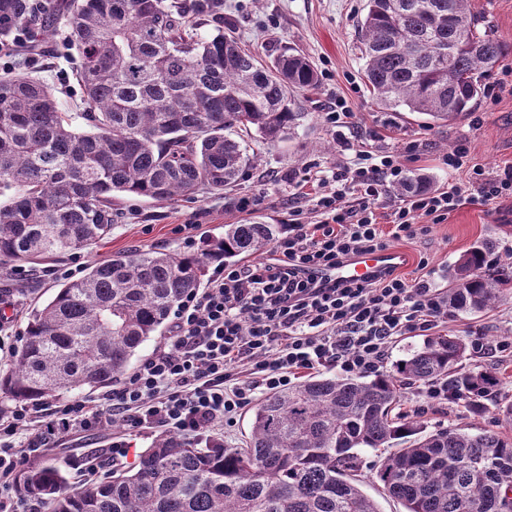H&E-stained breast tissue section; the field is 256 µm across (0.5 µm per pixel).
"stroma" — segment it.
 <instances>
[{
  "label": "stroma",
  "mask_w": 512,
  "mask_h": 512,
  "mask_svg": "<svg viewBox=\"0 0 512 512\" xmlns=\"http://www.w3.org/2000/svg\"><path fill=\"white\" fill-rule=\"evenodd\" d=\"M366 4L367 0H224V11L233 20L244 48L281 44L313 64L319 81L317 89L301 100L306 119L290 138L264 152L260 164L243 174L239 189L205 193L174 204L115 198L112 232L90 249L39 262H14L0 269V369L11 367L31 312L52 299L67 269L141 249L194 252L207 240L223 235L225 225L246 223L257 216L269 224L288 223V197L295 191L291 176L313 166H335L342 140L375 130L383 136L385 147L398 153L407 143L417 142L418 157L407 162V172L430 177L437 188L451 180L465 181V173H450L442 164L443 156L462 142L468 145L471 163L487 174L512 166V95L496 101L481 96L471 111L439 126L423 115L395 112L373 101L361 70L358 38ZM475 8L485 26L507 47L499 67L492 70L493 75H501L503 68H512V0H475ZM339 98L346 99L354 111L352 127L334 128L322 118ZM251 193L262 195V203L239 210L240 197ZM188 222L196 226L189 241L174 232L176 225ZM487 238L512 248V197L490 204L463 200L447 223L434 225L427 237L394 241L390 247L405 257L402 275L443 290L454 262ZM423 257L429 265L421 270L417 264ZM437 331L470 341L480 336L491 346L512 340V297L482 313L449 314L439 322ZM402 409L432 428L459 425L477 432L498 426L495 408L477 415L463 404H436L421 394H405ZM122 433L117 424L93 435L73 432L64 446L49 449L47 455L61 462L68 455H78L107 471L113 467L107 449Z\"/></svg>",
  "instance_id": "stroma-1"
}]
</instances>
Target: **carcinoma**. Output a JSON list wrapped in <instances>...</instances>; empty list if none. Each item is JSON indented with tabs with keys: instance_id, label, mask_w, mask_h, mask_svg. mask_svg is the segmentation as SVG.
I'll return each instance as SVG.
<instances>
[{
	"instance_id": "1",
	"label": "carcinoma",
	"mask_w": 512,
	"mask_h": 512,
	"mask_svg": "<svg viewBox=\"0 0 512 512\" xmlns=\"http://www.w3.org/2000/svg\"><path fill=\"white\" fill-rule=\"evenodd\" d=\"M59 24L83 111H62L36 74L0 75V266L89 249L112 232L115 193L166 203L222 193L300 126L297 98L318 83L298 53L266 62L242 50L224 0H0V43L26 27L37 45ZM358 35L376 103L435 124L468 111L505 54L473 0H368ZM430 186L417 175L394 192ZM287 230L226 224L197 252L85 265L32 313L0 390L37 404L112 384L210 267L259 254ZM496 249L484 240L450 268L448 311L480 313L512 293V260L492 259ZM467 349L438 334L389 374H324L272 392L242 447L165 434L135 468L85 488L55 460L18 481L48 512H379L356 478L358 455L390 448L374 476L406 512H512L511 402L504 430L476 434L429 432L398 411L401 387L442 379L452 400L484 412L501 380L491 365L461 370Z\"/></svg>"
}]
</instances>
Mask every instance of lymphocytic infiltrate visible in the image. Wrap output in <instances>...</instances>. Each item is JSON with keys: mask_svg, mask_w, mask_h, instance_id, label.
<instances>
[{"mask_svg": "<svg viewBox=\"0 0 512 512\" xmlns=\"http://www.w3.org/2000/svg\"><path fill=\"white\" fill-rule=\"evenodd\" d=\"M343 142L336 166L317 170L314 196L298 192L288 230L268 258L248 266L216 265L206 288L186 295L173 332L118 388L97 398L18 404L0 415V512H38L18 474L72 431L93 432L120 421L125 433L168 432L197 442L230 425L263 391L292 385L297 374L333 369L375 375L404 335L447 319L448 306L428 282H408L396 270L366 282L316 280L315 271L359 255L385 251L390 239L428 235L447 221L463 196L490 202L512 194V167L489 175L470 165L457 145L442 162L465 171L464 182L388 197L405 167L379 146ZM317 220L306 223L302 199ZM392 224L384 237L379 223Z\"/></svg>", "mask_w": 512, "mask_h": 512, "instance_id": "lymphocytic-infiltrate-1", "label": "lymphocytic infiltrate"}]
</instances>
